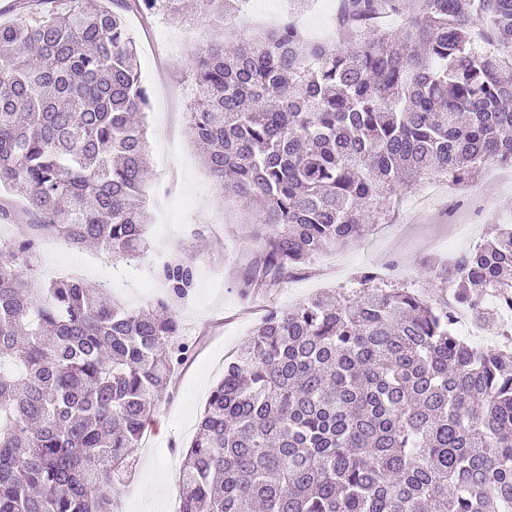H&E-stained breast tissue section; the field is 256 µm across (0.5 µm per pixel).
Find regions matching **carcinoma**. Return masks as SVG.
Wrapping results in <instances>:
<instances>
[{"mask_svg":"<svg viewBox=\"0 0 512 512\" xmlns=\"http://www.w3.org/2000/svg\"><path fill=\"white\" fill-rule=\"evenodd\" d=\"M14 0L0 23V203L82 248L151 251L136 206L150 171L126 16L184 19L183 0ZM248 0H195L230 27ZM383 17L398 25L385 28ZM336 50L285 17L196 53L188 134L224 198L257 214L253 293L302 275L386 221L428 180L512 167V0H342ZM36 238L0 240V512H117L107 492L141 447L188 346L175 307L193 262L153 266L165 294L36 277ZM424 274L431 300L362 269L351 286L270 310L224 367L179 473L181 512H505L512 506V354L456 332L512 307V226Z\"/></svg>","mask_w":512,"mask_h":512,"instance_id":"carcinoma-1","label":"carcinoma"}]
</instances>
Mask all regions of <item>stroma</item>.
<instances>
[{
	"label": "stroma",
	"mask_w": 512,
	"mask_h": 512,
	"mask_svg": "<svg viewBox=\"0 0 512 512\" xmlns=\"http://www.w3.org/2000/svg\"><path fill=\"white\" fill-rule=\"evenodd\" d=\"M129 29L137 44L141 78L153 92L152 107L145 122L150 158H157L166 139L177 140L180 156L173 159L171 173L184 204L173 215L177 224L199 225V236L171 233L156 240L167 253L192 258L197 270V288L189 302L176 310L182 326V341L192 348L186 362L172 377L171 388L159 402L146 429L147 442L131 457V474L114 485L112 493L119 512H168L179 498V470L206 404L211 388L223 377L225 364L252 337L262 317L270 309L280 310L312 296L336 288L349 287L353 274L376 267L386 276L414 283L422 278L421 268L433 255L453 257L483 242L495 227L512 224V186L488 175L475 182L474 202L483 208L481 223L472 225L461 238H449L450 220H468V210H447L448 194L440 192L425 204L399 214L397 221L379 225L377 230L345 248L324 253L312 272L299 276L285 288L261 294L244 291V272L260 247L253 235L254 216L240 203L224 202L215 189L199 156L196 143L186 130L187 99L182 89L188 83V68L200 49L222 39L220 26L201 20L195 33L187 25L163 18L148 22L132 16ZM96 247L73 248L59 244L57 250L41 251L43 266L82 263L83 281L100 285L108 267L123 271L127 280L111 286L114 298L127 306L143 309L140 277L150 276L148 261L108 258L107 268L96 261Z\"/></svg>",
	"instance_id": "obj_1"
}]
</instances>
